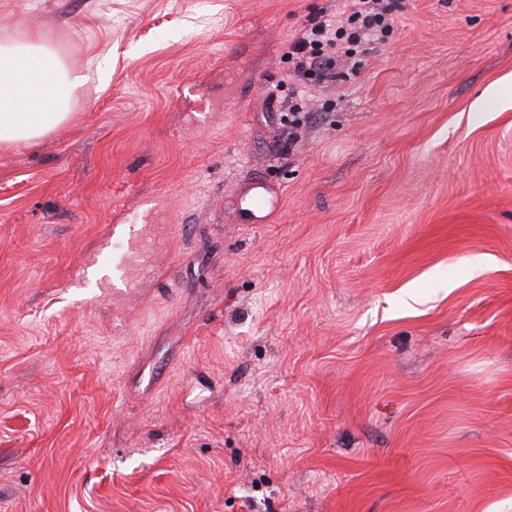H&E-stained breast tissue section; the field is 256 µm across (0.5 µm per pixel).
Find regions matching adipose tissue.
<instances>
[{
  "instance_id": "obj_1",
  "label": "adipose tissue",
  "mask_w": 512,
  "mask_h": 512,
  "mask_svg": "<svg viewBox=\"0 0 512 512\" xmlns=\"http://www.w3.org/2000/svg\"><path fill=\"white\" fill-rule=\"evenodd\" d=\"M89 75L68 72L35 34L0 38V145L34 142L70 117Z\"/></svg>"
}]
</instances>
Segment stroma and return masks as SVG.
<instances>
[{
	"label": "stroma",
	"mask_w": 512,
	"mask_h": 512,
	"mask_svg": "<svg viewBox=\"0 0 512 512\" xmlns=\"http://www.w3.org/2000/svg\"><path fill=\"white\" fill-rule=\"evenodd\" d=\"M397 3L305 95L343 0H0L91 76L0 148V512H512V0ZM344 2L341 14L312 21L286 44L295 76L319 73L323 80H335L337 69L350 64L360 47L392 27L394 1ZM244 207H241L239 223L241 224H265L273 210L265 188L260 182H256L250 191L242 198ZM152 248V243L143 237L131 240L127 251L122 256V260L114 265L115 274L128 285L133 284L135 280L130 275L131 264L133 261L138 260L140 271L143 270L148 263Z\"/></svg>",
	"instance_id": "1"
}]
</instances>
